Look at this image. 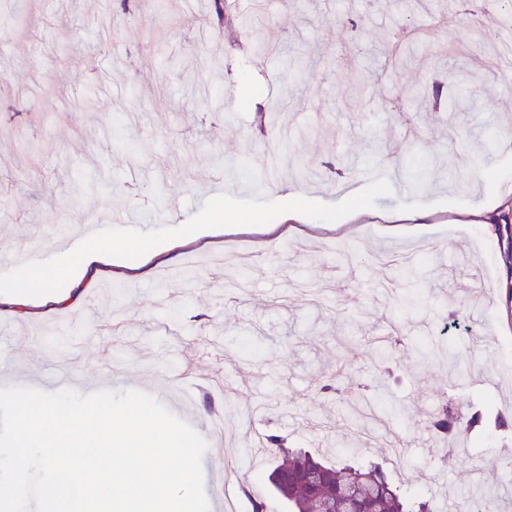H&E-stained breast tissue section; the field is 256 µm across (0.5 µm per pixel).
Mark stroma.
<instances>
[{
	"mask_svg": "<svg viewBox=\"0 0 512 512\" xmlns=\"http://www.w3.org/2000/svg\"><path fill=\"white\" fill-rule=\"evenodd\" d=\"M230 3L272 52L223 33L201 44L210 24L196 0H139L130 14L115 0H0V279L14 272L8 255L41 260L60 251L59 233L84 237L98 207L132 215L113 240L174 241L140 275L113 256L80 305L1 315L0 365L13 374L0 387L50 392L63 371L82 394L152 395L207 440L209 494L226 462L243 460L244 437L277 434L339 467L381 463L434 512H468L476 486L512 512L505 468H479L512 460V208L499 229L465 214L512 199V68L483 63L512 0ZM413 27L394 59L386 36ZM102 29L105 55L90 40ZM282 145L304 177L283 168L255 191L232 175ZM488 151L496 176L459 180ZM420 161L433 178L398 196L393 173ZM202 171L219 182L211 193ZM295 194L305 211L283 235ZM420 209L424 225L391 229L393 215ZM225 211L241 224L219 222ZM177 224L208 232L182 243ZM399 256L418 262L419 310ZM175 308L183 320L165 328ZM420 341L429 360L416 367ZM331 378L340 393L324 392ZM379 383L383 409L350 421ZM445 409L482 414L477 443L436 441L427 422Z\"/></svg>",
	"mask_w": 512,
	"mask_h": 512,
	"instance_id": "35a3bbf8",
	"label": "stroma"
}]
</instances>
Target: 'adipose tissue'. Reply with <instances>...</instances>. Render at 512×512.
<instances>
[{
	"mask_svg": "<svg viewBox=\"0 0 512 512\" xmlns=\"http://www.w3.org/2000/svg\"><path fill=\"white\" fill-rule=\"evenodd\" d=\"M162 250L158 240L151 237L120 243L108 236L84 237L73 254L30 264L0 281V313L24 315L37 304L79 305L88 288L104 275L113 253L124 254L127 268L135 270L140 259Z\"/></svg>",
	"mask_w": 512,
	"mask_h": 512,
	"instance_id": "adipose-tissue-1",
	"label": "adipose tissue"
}]
</instances>
